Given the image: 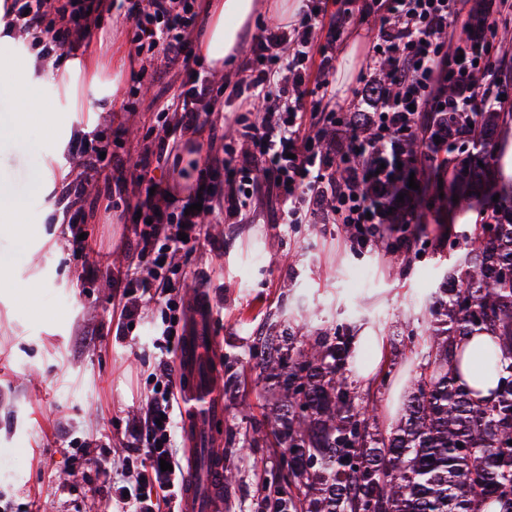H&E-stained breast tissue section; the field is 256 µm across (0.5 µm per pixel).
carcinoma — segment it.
<instances>
[{
    "mask_svg": "<svg viewBox=\"0 0 512 512\" xmlns=\"http://www.w3.org/2000/svg\"><path fill=\"white\" fill-rule=\"evenodd\" d=\"M473 120L481 149L455 162L437 197L446 209L469 208L477 188L512 199V183L486 181L498 113ZM479 216L449 243L453 269L427 308L432 329L395 430L374 431L377 408L358 403L349 328L299 342L274 326L255 338L280 394L267 421L282 453L249 512H512V205ZM484 332L501 338L508 364L481 402L452 363L454 342Z\"/></svg>",
    "mask_w": 512,
    "mask_h": 512,
    "instance_id": "1",
    "label": "carcinoma"
}]
</instances>
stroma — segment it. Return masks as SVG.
Segmentation results:
<instances>
[{
  "mask_svg": "<svg viewBox=\"0 0 512 512\" xmlns=\"http://www.w3.org/2000/svg\"><path fill=\"white\" fill-rule=\"evenodd\" d=\"M103 79H117L127 90L134 67L126 25L97 31L88 49ZM57 81L37 83L33 94L54 109L53 122L32 115L18 120L9 99L0 100V177L33 229L27 239L0 234V267L13 277L0 286V494L33 512H107V502L86 497L81 478L74 494L58 491L57 481L71 466L61 433L73 438L112 437V464L120 466L128 439L124 424L136 414L153 386L149 375L162 326L157 301L144 304L129 340L115 334L119 310L111 288L135 255L138 230L134 210L117 213L97 207L87 214V263L67 261L68 232L55 196L64 178L78 173L68 146L78 138L109 135L108 112L57 111ZM267 202L248 224H213L214 243L176 258L173 265L190 286L211 297L215 364H229L236 381L224 396L217 447L237 469L224 491L223 512H243L258 478L274 467L279 448L252 447L250 435L262 425L275 401L260 375L252 349L268 325L291 330L297 338L317 329L345 325L378 337L383 352L377 376L352 373L360 393L378 398L380 430L395 426L411 386L419 351H407L408 334L428 326L425 306L449 270L440 246L448 218L426 209L420 241L413 251L389 252L376 245L351 247L333 224L273 223ZM371 270L364 288L350 280L357 266ZM98 331L86 345V328ZM391 372L388 385L379 376Z\"/></svg>",
  "mask_w": 512,
  "mask_h": 512,
  "instance_id": "35a3bbf8",
  "label": "stroma"
}]
</instances>
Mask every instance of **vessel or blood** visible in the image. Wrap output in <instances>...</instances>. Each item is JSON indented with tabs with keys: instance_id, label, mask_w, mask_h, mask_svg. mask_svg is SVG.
<instances>
[{
	"instance_id": "vessel-or-blood-1",
	"label": "vessel or blood",
	"mask_w": 512,
	"mask_h": 512,
	"mask_svg": "<svg viewBox=\"0 0 512 512\" xmlns=\"http://www.w3.org/2000/svg\"><path fill=\"white\" fill-rule=\"evenodd\" d=\"M192 307V320L174 362L179 415L188 445L178 508L179 512H220L224 453L210 446L206 428L224 413V389L210 362L214 348L208 328L211 301L199 296Z\"/></svg>"
}]
</instances>
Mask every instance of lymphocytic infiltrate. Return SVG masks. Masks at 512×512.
Returning <instances> with one entry per match:
<instances>
[{"instance_id":"f902f5d3","label":"lymphocytic infiltrate","mask_w":512,"mask_h":512,"mask_svg":"<svg viewBox=\"0 0 512 512\" xmlns=\"http://www.w3.org/2000/svg\"><path fill=\"white\" fill-rule=\"evenodd\" d=\"M458 2L386 0L369 60L384 87L375 94L362 88L351 112L333 107L332 101L334 49L357 20L355 0L333 14L326 0H305L294 24L259 27L248 57L235 70L252 117L242 121L237 146L200 166L201 195L177 206L154 176L156 163L186 135L205 129L211 140L225 138L223 127L209 121L224 103V80L204 66L192 40L205 19L204 0H8L15 33L33 37L39 58L58 64L74 58L117 11L129 24L135 57L155 58L182 74L179 93L157 108L162 126L140 127L153 149L135 169H128L121 152L125 124L111 129V153L84 138L69 146L84 173L103 176L108 208H126L127 180L141 189L137 207L145 224L135 251L138 262L155 271L144 275L131 269L115 281L122 304L117 335H128L144 301L166 297L152 373L156 388L127 425L132 444L120 474L112 472L109 443L70 442L71 462L82 469L85 483L120 512H159L161 504H175L178 496V414L167 355L180 342L175 321L187 308L175 299L172 280L158 277L157 269L209 240L208 225L244 223L249 219L245 204L258 207L272 196L278 201L277 223L342 224L360 247L368 246L382 225L414 223L419 203L409 188L411 172L446 169L449 144L476 135L471 114L501 110L506 102L500 93L505 82L486 37L466 35L456 56L447 54L444 35L464 23ZM476 71L481 81H471ZM452 84L458 87L453 94L448 91ZM355 155L360 163H352ZM221 178L228 190L220 196L215 187ZM57 204L67 218L69 257L83 258L80 235L90 205L83 176L63 186ZM164 462L170 470H161Z\"/></svg>"}]
</instances>
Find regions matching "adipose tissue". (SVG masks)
Masks as SVG:
<instances>
[{"label": "adipose tissue", "mask_w": 512, "mask_h": 512, "mask_svg": "<svg viewBox=\"0 0 512 512\" xmlns=\"http://www.w3.org/2000/svg\"><path fill=\"white\" fill-rule=\"evenodd\" d=\"M299 0H213L211 13L198 42V47L215 71H223L224 61L239 52L242 35L260 10L277 14L284 22L292 21ZM8 19L0 7V68H7L6 84L18 102L20 112H38L42 105L31 93L38 81L33 63L19 64L20 42L9 32ZM83 70L80 61H71L62 93L72 111L90 112L96 101L113 97L116 83L95 77L83 84L79 76Z\"/></svg>", "instance_id": "obj_1"}]
</instances>
